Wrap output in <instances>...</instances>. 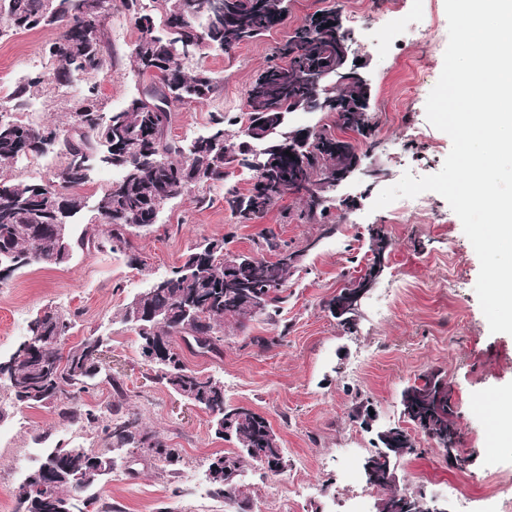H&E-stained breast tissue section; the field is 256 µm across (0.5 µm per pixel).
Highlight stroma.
<instances>
[{"mask_svg":"<svg viewBox=\"0 0 512 512\" xmlns=\"http://www.w3.org/2000/svg\"><path fill=\"white\" fill-rule=\"evenodd\" d=\"M341 7L353 19L354 57L372 84V109L379 121L376 151L330 194L331 223L320 225L283 218L298 211V195L251 224H239L224 208L226 188L246 190L252 171L237 169L225 182L205 188V206L193 191L171 200L157 224L132 230V248L142 260L130 266L125 255L109 250L76 252L63 266L32 264L0 282V359L27 336L28 322L40 311L75 315L68 342L97 336L107 352L106 368L124 382L123 395L99 381L79 394V407L105 410L107 404L139 410L147 431L179 448L176 471L159 464L130 465L128 451L87 493L89 512H235L207 479L208 466L231 446L215 436L210 416L165 386L152 382L141 360L135 332L122 320L125 304L150 283L182 264L189 247L203 237L230 236V250L249 253L257 235L273 230L305 255L290 278L288 298L277 323L257 318L246 328L224 322L220 353L183 347L187 365L223 380L224 396L252 407L267 419L286 450L288 469L274 475L246 466L241 500L252 512H377L380 492L369 491L362 464L379 431L404 426L400 395L420 375L439 369L448 376L461 432L464 464L445 459L420 432L412 437L419 456L395 463L399 488L436 498L448 512H499L512 499V450L493 449L496 423L488 399L512 392V335L490 333L475 284L480 263L462 224L439 194H420V208L392 203L371 205L379 191L404 172L419 177L438 172L451 149L448 135L427 120V97L439 79L448 43L444 0H290L285 23L231 52L205 48L184 60L186 71L208 68L219 81L215 97L182 108L172 128L180 139L204 133L212 113L245 109L246 87L267 65L292 29L317 10ZM112 43L111 75H87L66 86L36 94L38 112L21 119L67 121L73 99L97 85L106 110L124 106L136 79L129 56L139 32L122 0H112L106 22ZM56 29L39 28L0 38V99L29 71H41L45 43ZM381 170L372 178L371 170ZM112 169H95L75 187L83 203L76 232L94 228L96 205L114 182ZM382 226L391 252L378 283L366 293L354 332H345L327 304L354 272L355 258L367 249L366 230ZM368 398L370 425L351 422L355 394ZM60 403L17 408L0 384V512H13L26 474L55 446L91 447L94 431L62 421Z\"/></svg>","mask_w":512,"mask_h":512,"instance_id":"stroma-1","label":"stroma"}]
</instances>
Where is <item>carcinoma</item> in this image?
Returning <instances> with one entry per match:
<instances>
[{
  "mask_svg": "<svg viewBox=\"0 0 512 512\" xmlns=\"http://www.w3.org/2000/svg\"><path fill=\"white\" fill-rule=\"evenodd\" d=\"M101 0H0V13L10 15L16 26L0 30V37L13 32L56 27L59 35L45 52L52 67L30 73L16 83L8 102L17 110L49 79L60 85L83 74H112V46L105 30L107 13L100 11ZM139 0H124L132 12L139 37L131 51L133 72L142 88L117 112L104 111L97 86L87 87L76 99L65 125L54 122L33 124L0 113V167L43 154L46 131L66 130L70 136L60 142L65 164L41 182H14L0 174V264H12L16 272L34 263L61 266L75 252L109 247L128 257L129 265L141 259L132 251L129 231L157 223L160 210L186 190L224 181L230 170L245 167L255 172L247 192L232 187L224 194V207L239 224H250L263 217L285 195L277 182L293 191L306 190L307 197L299 218L320 224L331 233L325 192L333 186L336 173L361 161V146L376 144L374 113L357 109L359 86L347 79L349 60L341 44V27L336 10L309 15L279 49L282 63L267 66L246 90L247 112L240 116L215 114L211 130L188 144L172 136L177 110L191 103L209 101L219 82L205 67L186 72L182 61L201 48L213 47L230 52L240 44L265 35L283 22L289 0H160L159 16L138 9ZM327 70L334 80L316 91L300 75ZM336 100L345 110L335 113L334 127L351 125L361 139L336 138L331 126L306 133L290 128L287 116L299 110H324ZM244 126L237 138H229L224 125ZM310 149L293 171L291 155ZM290 154H285V151ZM96 157L121 172L118 181L106 190L97 204L102 230L74 236L56 234L54 224H73L82 201L68 189L84 183L88 173L72 168L71 158ZM368 251L386 254L389 239L378 227L368 229ZM258 255L235 253L226 248L224 238L205 237L193 244L184 262L159 280L160 287L146 290L126 304L122 319L132 323L144 363L155 372L156 380L180 397L205 409L212 416L216 437L233 444L236 451L217 456L209 465L211 483L224 500L239 502V476L250 460L260 466L263 459L284 455L279 438L270 423L248 406L233 405L224 397V382L190 369L182 353L166 360L154 355L155 344L172 345L176 336H213L218 344L205 348L219 353L224 342V320L230 318L239 328L246 326L240 314L241 302L253 297L263 302L261 316L276 321L285 302L288 278L297 269L301 251L274 233H263L255 242ZM235 261V280L224 283V258ZM196 304L198 317L190 322L182 305ZM76 325L69 314L58 310L43 321L33 318L28 336H57L65 345ZM96 343L84 339L66 351V364L59 375L51 373L55 351L49 348L18 346L10 358L8 389L19 407L32 408L52 401L69 400L98 379L117 394L123 381L107 372L94 355ZM406 422L438 443L457 435L454 410L448 398L447 376L439 370L418 377L401 394ZM245 412L235 424L231 437L222 434L224 415ZM61 418L81 427L97 430L102 452L80 446L49 449L46 459L54 463V473L43 467L31 471L21 487L17 512H53L65 500L80 501L86 489L97 484L113 468L115 449L141 448L144 455L173 467L180 461L177 449L143 428L141 416L128 410L106 421L92 410L64 407ZM380 451L371 455L376 479L365 477L367 485L383 493L379 512H398L400 492L393 490L386 474L394 472L393 461L417 451L409 433L393 427L378 435Z\"/></svg>",
  "mask_w": 512,
  "mask_h": 512,
  "instance_id": "1",
  "label": "carcinoma"
}]
</instances>
